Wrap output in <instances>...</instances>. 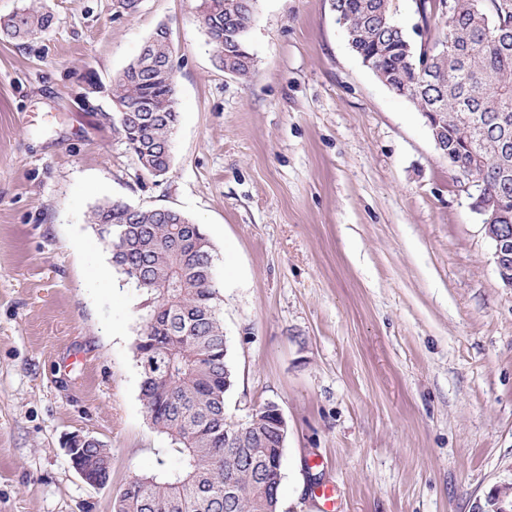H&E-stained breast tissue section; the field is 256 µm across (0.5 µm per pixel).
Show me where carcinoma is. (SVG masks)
<instances>
[{"mask_svg":"<svg viewBox=\"0 0 512 512\" xmlns=\"http://www.w3.org/2000/svg\"><path fill=\"white\" fill-rule=\"evenodd\" d=\"M257 0H202L201 23L220 67L240 77L254 67L248 33ZM415 0L427 39L415 46L395 19L393 0H333L361 58L376 61L379 80L422 112H435L456 176L495 197L501 223L512 225V0ZM45 7L0 19V38L23 42L52 27ZM169 30L149 37L154 67L137 58L112 80V111L102 113L153 175L168 172L179 121ZM448 53H443V46ZM427 57L426 70L420 69ZM89 222L112 267L145 297V321L134 349L140 397L151 423L170 439L178 465L133 475L113 512H278L284 437L255 409L231 433L225 397L234 383L220 318L216 252L200 228L171 208L112 201ZM79 464L106 483L112 452L101 443Z\"/></svg>","mask_w":512,"mask_h":512,"instance_id":"1","label":"carcinoma"}]
</instances>
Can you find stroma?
I'll list each match as a JSON object with an SVG mask.
<instances>
[{"label": "stroma", "instance_id": "obj_1", "mask_svg": "<svg viewBox=\"0 0 512 512\" xmlns=\"http://www.w3.org/2000/svg\"><path fill=\"white\" fill-rule=\"evenodd\" d=\"M0 40V512H112L174 464L139 397L146 313L88 216L182 211L215 247L228 418L288 422L280 512H489L512 488V288L422 112L352 52L330 0H257L255 67L225 74L201 0H41ZM171 31L169 172L103 124L113 77ZM112 450L86 484L64 441ZM53 23L54 15L44 6L24 8L0 19V38L20 43L47 31Z\"/></svg>", "mask_w": 512, "mask_h": 512}]
</instances>
